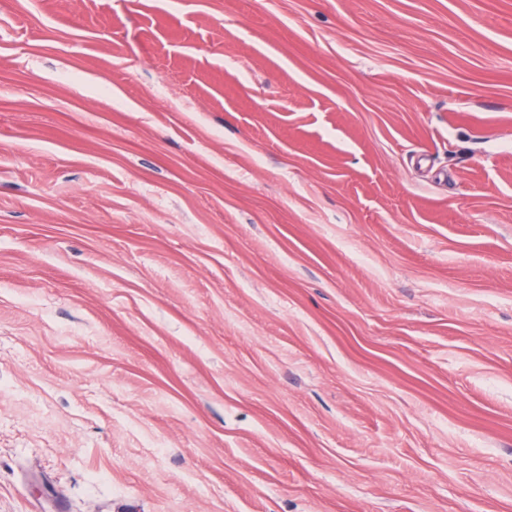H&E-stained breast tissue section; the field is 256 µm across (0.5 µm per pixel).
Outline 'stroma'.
Returning <instances> with one entry per match:
<instances>
[{
    "instance_id": "obj_1",
    "label": "stroma",
    "mask_w": 512,
    "mask_h": 512,
    "mask_svg": "<svg viewBox=\"0 0 512 512\" xmlns=\"http://www.w3.org/2000/svg\"><path fill=\"white\" fill-rule=\"evenodd\" d=\"M0 512H512V0H0Z\"/></svg>"
}]
</instances>
